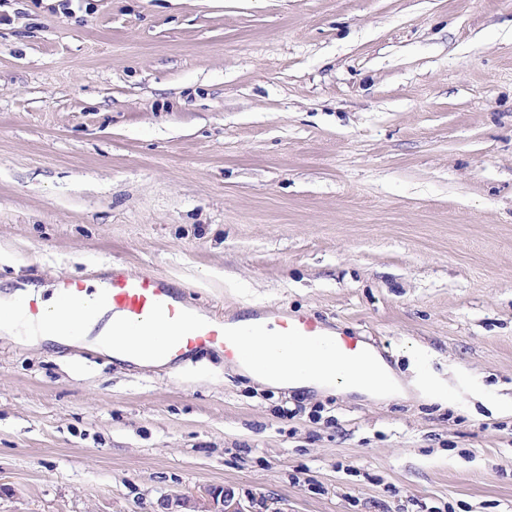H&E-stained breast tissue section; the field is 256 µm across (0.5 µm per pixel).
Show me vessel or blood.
Returning a JSON list of instances; mask_svg holds the SVG:
<instances>
[{"mask_svg": "<svg viewBox=\"0 0 512 512\" xmlns=\"http://www.w3.org/2000/svg\"><path fill=\"white\" fill-rule=\"evenodd\" d=\"M57 288L64 303L85 308L87 317L106 310L112 319L113 350L134 363L147 360L175 369L198 353L219 351L225 361L240 364L247 360L245 339L286 336L309 346L332 347L347 365L348 383L378 389L389 385L370 339L309 313L266 306L245 320L236 315L218 317L198 309L164 276L131 275L120 269L113 270L106 287L99 290L88 278L69 276L60 278ZM157 327L167 329V338L157 345L146 344L145 336Z\"/></svg>", "mask_w": 512, "mask_h": 512, "instance_id": "vessel-or-blood-1", "label": "vessel or blood"}]
</instances>
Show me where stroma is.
I'll return each mask as SVG.
<instances>
[{
	"mask_svg": "<svg viewBox=\"0 0 512 512\" xmlns=\"http://www.w3.org/2000/svg\"><path fill=\"white\" fill-rule=\"evenodd\" d=\"M305 311L405 396L0 336V512H512V0H0V291Z\"/></svg>",
	"mask_w": 512,
	"mask_h": 512,
	"instance_id": "obj_1",
	"label": "stroma"
}]
</instances>
